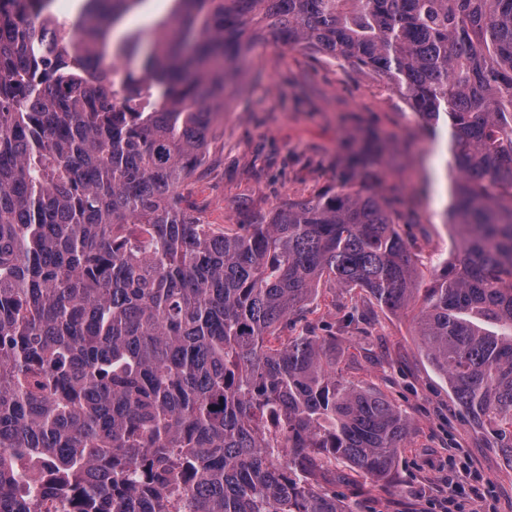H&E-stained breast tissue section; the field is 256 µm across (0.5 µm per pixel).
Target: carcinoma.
Instances as JSON below:
<instances>
[{"label": "carcinoma", "instance_id": "cac0c4a2", "mask_svg": "<svg viewBox=\"0 0 512 512\" xmlns=\"http://www.w3.org/2000/svg\"><path fill=\"white\" fill-rule=\"evenodd\" d=\"M0 10V512H348L336 460L387 481L414 432L347 381L323 281L391 311L512 465V0H143ZM387 79L447 128L454 261L417 258L377 193L182 206L259 41ZM126 63L117 82L101 70ZM172 5L170 0H146L132 15L114 31V39L128 30L136 29L141 33L144 41H149L153 36V23L157 21Z\"/></svg>", "mask_w": 512, "mask_h": 512}]
</instances>
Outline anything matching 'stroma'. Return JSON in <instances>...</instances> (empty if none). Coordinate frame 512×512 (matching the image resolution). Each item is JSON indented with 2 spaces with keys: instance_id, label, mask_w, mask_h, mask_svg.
I'll return each instance as SVG.
<instances>
[{
  "instance_id": "35a3bbf8",
  "label": "stroma",
  "mask_w": 512,
  "mask_h": 512,
  "mask_svg": "<svg viewBox=\"0 0 512 512\" xmlns=\"http://www.w3.org/2000/svg\"><path fill=\"white\" fill-rule=\"evenodd\" d=\"M241 67L243 92L228 98L217 121V164L185 192L202 223L235 233L241 207L267 214L338 190L351 176L400 212L399 231L419 249L422 282L452 260L446 152L391 84L270 42L256 44ZM362 301L360 289L324 282L306 317L332 324ZM414 318L410 309L379 308L362 329L336 335L345 378L375 385L415 426L390 485L368 486L340 462L337 495L350 512H512V466L429 365Z\"/></svg>"
}]
</instances>
